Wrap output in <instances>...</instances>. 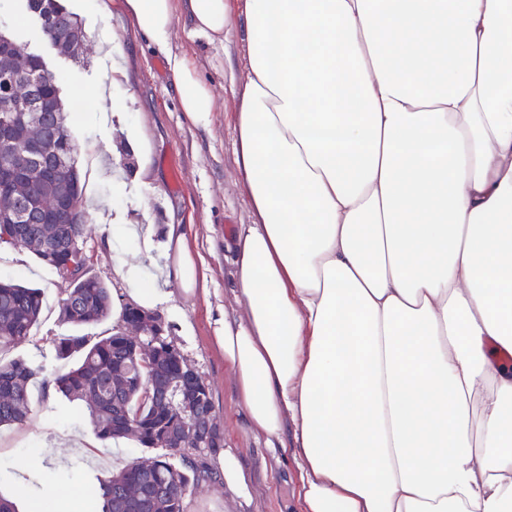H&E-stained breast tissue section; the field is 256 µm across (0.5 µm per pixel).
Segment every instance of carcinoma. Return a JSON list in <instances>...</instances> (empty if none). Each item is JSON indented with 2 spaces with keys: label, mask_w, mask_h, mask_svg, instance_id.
I'll return each mask as SVG.
<instances>
[{
  "label": "carcinoma",
  "mask_w": 512,
  "mask_h": 512,
  "mask_svg": "<svg viewBox=\"0 0 512 512\" xmlns=\"http://www.w3.org/2000/svg\"><path fill=\"white\" fill-rule=\"evenodd\" d=\"M33 13L47 18L59 49L76 58L88 50L77 20L59 0H27ZM0 45V126L13 146L0 150L4 168L52 170L39 190L27 179L0 190V244L29 250L52 267L64 288L59 318L76 332L54 340L60 360H75L47 385L69 401H81L100 439L132 437L145 448L165 453L132 461L107 479L90 485L100 501L97 512H186L192 484L217 479L209 457L224 447L212 390L176 347L158 335V311L130 303L112 332L91 336L79 329L112 314V291L90 271L85 246L86 211L77 168L78 145L67 125L59 77L44 76L24 45ZM48 103L31 122L22 109ZM42 312L40 289L0 280V351L26 341ZM39 369L23 360L0 358V427L21 424L31 413L30 389Z\"/></svg>",
  "instance_id": "obj_1"
}]
</instances>
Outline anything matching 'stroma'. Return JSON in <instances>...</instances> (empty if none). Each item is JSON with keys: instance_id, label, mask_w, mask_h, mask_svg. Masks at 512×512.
<instances>
[{"instance_id": "stroma-1", "label": "stroma", "mask_w": 512, "mask_h": 512, "mask_svg": "<svg viewBox=\"0 0 512 512\" xmlns=\"http://www.w3.org/2000/svg\"><path fill=\"white\" fill-rule=\"evenodd\" d=\"M61 2L92 42L91 55L58 56L27 12L26 0H0V33L45 59L60 78L66 104L79 97L87 102L84 112L68 116L67 125L81 146L77 167L92 227L87 244L94 254L93 273L113 295L131 302L115 267L137 245L114 228L117 214L132 224L152 225L158 237L168 225H182L188 247L204 260L199 290L185 293L176 274H169L157 309L175 344L210 385L224 445L237 449L253 501L240 510L223 483L203 481L188 492L187 512H298V471L292 459L273 457L265 438L252 430L216 341L224 333V310L234 304L224 240L235 225L250 221L235 163L233 103L224 93L225 73L244 69V49L236 35L244 18L234 13V33L221 45L195 37L187 17L175 26V43L193 49L198 74L214 94V119L203 130L185 118L163 52L138 30L125 0ZM105 35L120 42L119 54L102 43ZM116 139L134 153L132 172L109 163ZM0 278L40 288L43 294V313L29 341L0 351V358L22 359L40 369L31 388L29 419L0 428V494L12 498L19 512L46 497L57 512H87V488L94 477H108L154 451L131 438H97L77 403L44 394V380L65 366L56 359L52 341L71 332L59 320L64 287L55 272L27 250L1 244Z\"/></svg>"}]
</instances>
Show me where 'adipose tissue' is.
I'll use <instances>...</instances> for the list:
<instances>
[{
    "instance_id": "obj_1",
    "label": "adipose tissue",
    "mask_w": 512,
    "mask_h": 512,
    "mask_svg": "<svg viewBox=\"0 0 512 512\" xmlns=\"http://www.w3.org/2000/svg\"><path fill=\"white\" fill-rule=\"evenodd\" d=\"M182 110L186 46L223 42L233 296L217 342L301 512H512V0H125Z\"/></svg>"
}]
</instances>
